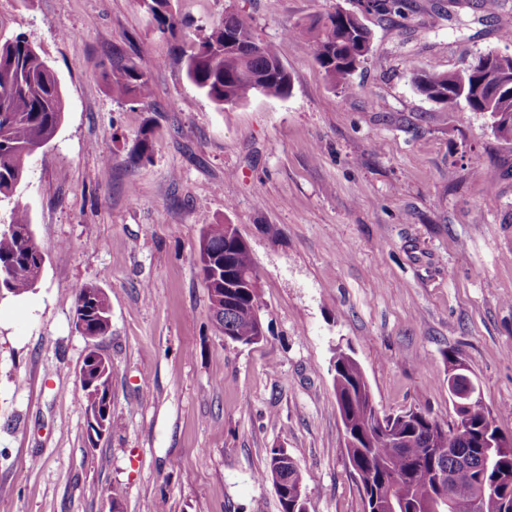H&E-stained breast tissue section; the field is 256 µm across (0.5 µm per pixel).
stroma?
Here are the masks:
<instances>
[{
  "mask_svg": "<svg viewBox=\"0 0 512 512\" xmlns=\"http://www.w3.org/2000/svg\"><path fill=\"white\" fill-rule=\"evenodd\" d=\"M403 0L366 18L350 88L327 83L291 25L354 0H172L211 23L233 10L274 44L291 88L218 108L187 80L137 0H0V39L24 35L65 101L29 161L27 206L45 262L33 291L0 300V512H281L257 475L281 446L311 476L305 512H362L336 409L337 350L361 365L380 412L454 422L445 354L466 363L512 434V141L414 85L495 48L512 0ZM139 54L151 95L108 93L113 46ZM151 161L127 153L143 125ZM505 169L496 187L485 172ZM236 225L259 274V343L225 341L198 272L210 224ZM101 288L111 326L74 327L71 291ZM112 362L110 435L90 445L77 372Z\"/></svg>",
  "mask_w": 512,
  "mask_h": 512,
  "instance_id": "stroma-1",
  "label": "stroma"
}]
</instances>
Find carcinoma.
I'll list each match as a JSON object with an SVG mask.
<instances>
[{
	"label": "carcinoma",
	"mask_w": 512,
	"mask_h": 512,
	"mask_svg": "<svg viewBox=\"0 0 512 512\" xmlns=\"http://www.w3.org/2000/svg\"><path fill=\"white\" fill-rule=\"evenodd\" d=\"M159 32L177 42L187 78L214 104L222 108L247 101L254 94L268 97L288 95L291 79L275 45L255 40L250 27L234 13H224L209 26H198L200 34L183 47L185 30L193 23L178 19L171 0H138ZM288 34L299 39L317 64L322 77L334 86L348 87L350 77L366 59L371 31L349 13L336 11L315 19L310 25L296 24ZM233 36L245 50L226 45ZM493 51L479 56L467 69L457 73H415L417 89L430 100L453 110L465 104L489 115L494 134L512 141V85L506 87L490 62ZM108 92L115 99L143 104L150 85L137 59L120 48H112V72L105 74ZM64 118V104L57 77L48 60L23 35L0 40V199L13 197L23 179L25 165L56 135ZM153 131L144 127L128 153V161L139 164L152 159ZM199 260L204 255L211 264L199 266L208 289L210 310L216 326L227 340L242 345L262 340L254 300L258 297L259 276L250 247L224 237V225L210 224L200 238ZM43 269L40 246L35 240L28 209L17 203L11 210L9 228L0 227V298L20 297L32 291ZM243 279L251 275L249 288L224 287V275ZM76 313L91 334L103 336L110 327V304L106 294L90 284L72 289ZM89 384L82 386L84 414L103 404L112 393V364L89 366ZM334 390L337 411H345L351 421V435L359 446L346 447L352 473L362 497L363 512H421L419 506L439 497H449L439 512H476V498L485 494L483 512H509L512 489L498 482L501 449L490 448V440L500 432L495 418L482 402L454 408L456 416L467 420L468 428L458 432L441 424L429 412L412 409L395 416L403 442L372 425L373 411L366 404L369 387L360 365L347 353L334 361ZM442 448L440 454H428ZM460 448L475 466L449 492L434 484L433 472L455 464L446 449ZM271 449L259 478L273 485L283 512H305L295 503L293 490L306 484L307 476L297 464L285 469L275 464Z\"/></svg>",
	"instance_id": "cac0c4a2"
}]
</instances>
